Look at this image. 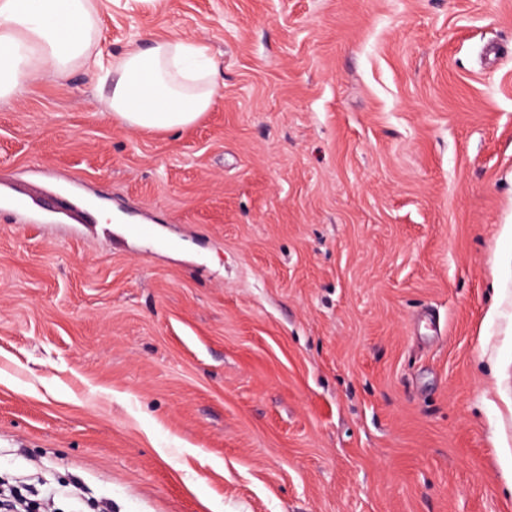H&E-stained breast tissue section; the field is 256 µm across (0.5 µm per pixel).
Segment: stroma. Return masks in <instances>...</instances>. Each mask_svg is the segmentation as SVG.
Returning <instances> with one entry per match:
<instances>
[{
    "label": "stroma",
    "mask_w": 512,
    "mask_h": 512,
    "mask_svg": "<svg viewBox=\"0 0 512 512\" xmlns=\"http://www.w3.org/2000/svg\"><path fill=\"white\" fill-rule=\"evenodd\" d=\"M196 124L0 103V481L56 512H512V0H96ZM130 223L145 236L127 234Z\"/></svg>",
    "instance_id": "obj_1"
}]
</instances>
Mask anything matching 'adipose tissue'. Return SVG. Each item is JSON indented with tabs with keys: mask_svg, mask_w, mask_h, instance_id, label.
<instances>
[{
	"mask_svg": "<svg viewBox=\"0 0 512 512\" xmlns=\"http://www.w3.org/2000/svg\"><path fill=\"white\" fill-rule=\"evenodd\" d=\"M100 38L95 0H0V100L44 73L80 67L111 74L105 105L124 129H183L210 111L216 66L201 40L137 41L107 60Z\"/></svg>",
	"mask_w": 512,
	"mask_h": 512,
	"instance_id": "ef3b65f1",
	"label": "adipose tissue"
}]
</instances>
